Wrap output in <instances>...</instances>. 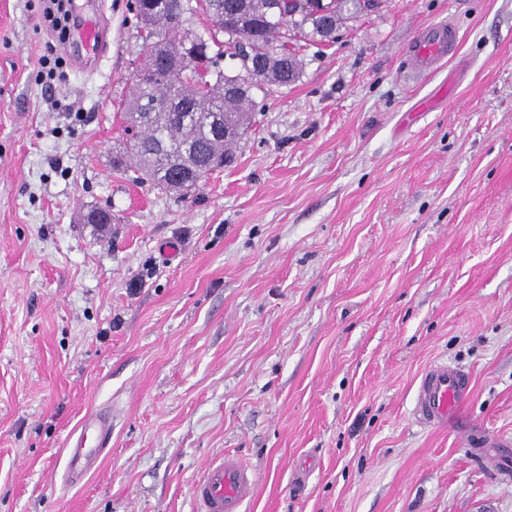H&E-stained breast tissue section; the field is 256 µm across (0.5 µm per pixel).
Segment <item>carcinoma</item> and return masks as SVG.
<instances>
[{"instance_id": "1", "label": "carcinoma", "mask_w": 512, "mask_h": 512, "mask_svg": "<svg viewBox=\"0 0 512 512\" xmlns=\"http://www.w3.org/2000/svg\"><path fill=\"white\" fill-rule=\"evenodd\" d=\"M283 2L282 12L277 0H228L224 18L213 21L207 40L185 24L208 11L209 0H167L158 10L136 3L146 38L162 33L173 45L194 41L196 56L182 71L181 87L196 84L201 59L211 61L212 69L207 91L188 100L180 87L170 84L134 85L123 113L128 120L140 118L139 143L118 166L163 190L186 191L183 182L195 175L203 158L230 162L232 147L252 126V88H283L299 78L301 61L288 43L309 35L329 42L348 6L363 11L362 0H324L317 10L311 8V0ZM221 33L223 41L218 38ZM226 54L241 59V70L224 72L220 62Z\"/></svg>"}]
</instances>
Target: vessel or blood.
I'll return each instance as SVG.
<instances>
[{
  "label": "vessel or blood",
  "instance_id": "obj_1",
  "mask_svg": "<svg viewBox=\"0 0 512 512\" xmlns=\"http://www.w3.org/2000/svg\"><path fill=\"white\" fill-rule=\"evenodd\" d=\"M109 25L84 20L78 36L84 53L79 65L92 69L110 46ZM459 42V32L451 24H433L425 28L413 45L419 70L436 67ZM469 397L466 373L445 364H436L422 374L417 391L415 413L427 426L447 425L449 417ZM112 435V419L106 413L86 415L78 428L74 447L66 462L69 481L79 480L98 462L106 441ZM255 491L254 475L239 459L227 456L206 465L193 485L195 512H243Z\"/></svg>",
  "mask_w": 512,
  "mask_h": 512
}]
</instances>
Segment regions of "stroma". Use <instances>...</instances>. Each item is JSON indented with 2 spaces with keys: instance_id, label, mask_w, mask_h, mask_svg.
<instances>
[{
  "instance_id": "obj_1",
  "label": "stroma",
  "mask_w": 512,
  "mask_h": 512,
  "mask_svg": "<svg viewBox=\"0 0 512 512\" xmlns=\"http://www.w3.org/2000/svg\"><path fill=\"white\" fill-rule=\"evenodd\" d=\"M132 2L88 0L112 26L89 74L42 0H0V512H191L226 455L246 512H512V0H380L301 41L184 197L114 166ZM445 20L459 50L415 72ZM443 362L472 391L428 429ZM98 409L112 438L71 484ZM469 397L467 374L448 364H436L422 374L417 391L415 413L427 426L448 424L457 407ZM112 435V418L106 413L86 415L78 428L75 446L70 450L66 462L69 481L79 480L91 470L101 457L102 448Z\"/></svg>"
}]
</instances>
